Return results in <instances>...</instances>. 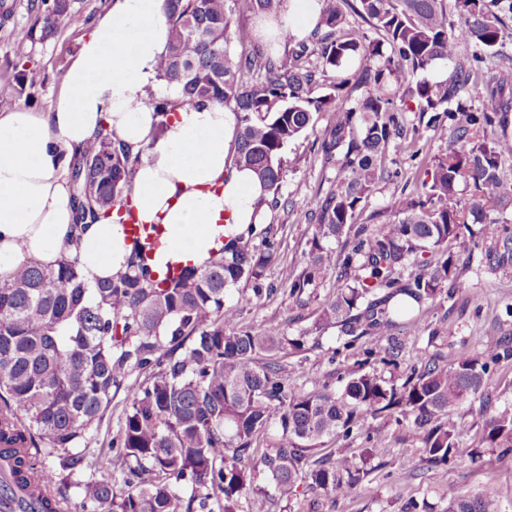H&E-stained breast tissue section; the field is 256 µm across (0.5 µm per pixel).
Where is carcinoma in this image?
<instances>
[{"mask_svg":"<svg viewBox=\"0 0 512 512\" xmlns=\"http://www.w3.org/2000/svg\"><path fill=\"white\" fill-rule=\"evenodd\" d=\"M231 0H163L170 36L157 63L159 90L147 104L161 117L164 132L175 104L163 88L181 92L180 105L218 104L237 118L234 165L251 169L268 193V209L281 206L282 153L312 126L313 113L334 112L336 123L319 138L318 150L336 169V187L313 195L308 207L317 226L301 272L283 266L281 283L300 296L322 271L340 269L346 278L333 301L302 334L270 336L240 326L243 297L225 302L229 288L261 280L276 258L270 228L253 224L201 266L153 276L143 249L133 246L127 269L91 284L76 256H62L54 268L28 262L0 282V460L11 462L19 483L31 487L19 512H64L59 484L82 466L76 451L89 431L127 388L124 422L101 450L105 469L125 476L126 490L114 494L106 476L78 484L80 512H193L180 486L200 490L199 507L210 501L239 512L242 497L264 495L253 485L264 472L284 495L297 484L336 500L350 494L368 474L384 436L374 431L359 455L322 453L326 438L349 436L367 415L395 417L420 436L425 461L435 467L460 462L459 405L483 394L490 366L512 360V341L449 364L416 363L399 386L358 364L336 394L305 392L290 383L280 360L304 349L312 333L339 328L346 346L366 337L371 359L383 338L403 327L400 317L434 301L444 284L457 285L452 243L470 225L483 239L512 241V227L490 216L512 205V179L502 173L512 162L508 133L512 96L486 67L512 22V0H454L462 22L448 19L446 0H321L317 26L327 29L311 49L305 44L274 59L249 28L232 18ZM258 15H274L283 0H246ZM69 0H53L43 16L42 37L53 35L67 15ZM351 11L365 29L342 30ZM34 29L14 32L15 69L29 56ZM235 43L248 52L234 56ZM481 53L457 63L441 82L425 73L439 61L452 62L459 46ZM339 71L333 91L312 97L313 55ZM359 56V74H340ZM359 95H354V92ZM481 107L469 105L470 92ZM415 103L430 114L427 125L449 132L448 153L435 160L425 191L406 199L395 222L373 228L356 225L369 198L398 172L385 164L388 149L418 157L422 149L407 137L402 113ZM141 152L105 128L70 161L76 244L84 226L128 205ZM470 188L461 205L459 186ZM354 233L351 250L330 246ZM262 236L265 249L251 245ZM420 272L402 280L406 266ZM484 439L512 452V409L486 402ZM56 454L45 466L41 452ZM446 512H500L486 491L466 496L448 490Z\"/></svg>","mask_w":512,"mask_h":512,"instance_id":"1","label":"carcinoma"}]
</instances>
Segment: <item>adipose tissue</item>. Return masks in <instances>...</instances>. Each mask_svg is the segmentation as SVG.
Here are the masks:
<instances>
[{
  "label": "adipose tissue",
  "instance_id": "obj_1",
  "mask_svg": "<svg viewBox=\"0 0 512 512\" xmlns=\"http://www.w3.org/2000/svg\"><path fill=\"white\" fill-rule=\"evenodd\" d=\"M319 11L318 0H284L277 19L255 20L254 34L264 40L282 27L302 36ZM168 38L162 0H112L51 110L0 112L1 281L25 262L53 267L70 253L92 282L125 269L133 244L112 219L87 226L77 249L69 247V160L103 126L145 151L129 202L139 223L165 228L158 265H202L226 236L265 223L261 182L229 160L237 145L234 112L220 105L180 107L166 132L156 135L158 118L144 98L158 85L156 64Z\"/></svg>",
  "mask_w": 512,
  "mask_h": 512
}]
</instances>
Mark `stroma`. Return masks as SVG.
<instances>
[{
  "instance_id": "1",
  "label": "stroma",
  "mask_w": 512,
  "mask_h": 512,
  "mask_svg": "<svg viewBox=\"0 0 512 512\" xmlns=\"http://www.w3.org/2000/svg\"><path fill=\"white\" fill-rule=\"evenodd\" d=\"M111 0H70L68 13L54 36L34 35L28 67L41 70L42 85L21 95L8 91L9 76L5 63L13 56L12 32L20 26H33L42 12V0H0V112L25 107L36 112L49 111L63 83L64 76L77 57L92 23L104 15ZM335 113L318 112L314 126L291 141L283 151V207L271 212L269 223L277 247V260L268 267L260 283L243 282L231 288L227 303L242 296L250 303L242 310L240 322L257 326L274 336H296L316 320L322 306L340 287L336 269L324 271L314 287L302 296H290L280 282V268L288 265L303 269L316 232L308 212V200L327 191L335 176L333 166L325 164L316 140L322 130L334 123ZM399 173L398 184H379L359 221L374 226L395 221L404 194L417 191L425 167L407 154L394 157ZM455 249L460 257L457 270L458 289L440 294L432 305L413 311L409 324L397 330L400 346L397 366L374 363L382 377L402 383L411 366L424 357L449 362L463 354H475L495 347L512 337V244L461 237ZM363 343L345 346L337 329L308 339L303 352L284 358L288 381L306 391L321 388L341 390L346 370L363 357ZM126 405L125 393L112 401V411L87 436L88 468L75 474L68 486L69 503L80 500L78 483L100 476L95 465L101 448L107 447L117 433ZM481 400L464 403L457 411L460 422L458 446L465 464H449L444 469L423 465L422 448L417 434L394 419L378 416L358 422L348 437L326 440V449L351 453L364 447L368 432L378 430L385 436L382 451L372 460L368 473L353 492L333 501L321 497L306 485L295 487L283 496L270 488L265 474H256L254 482L266 487L276 506L272 512H308L318 503L319 512H406L408 502L425 506L426 512H444L449 486H458L468 496L493 490L501 512H512V452L488 447L483 441V420L479 415Z\"/></svg>"
}]
</instances>
